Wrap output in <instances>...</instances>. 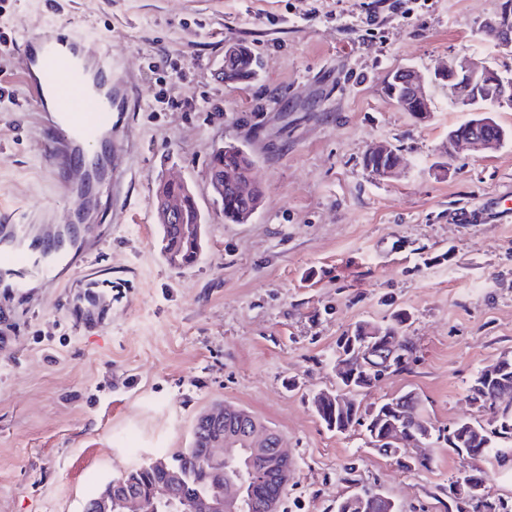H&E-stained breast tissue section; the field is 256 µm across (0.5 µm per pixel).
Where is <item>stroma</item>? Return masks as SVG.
Here are the masks:
<instances>
[{"instance_id":"1","label":"stroma","mask_w":512,"mask_h":512,"mask_svg":"<svg viewBox=\"0 0 512 512\" xmlns=\"http://www.w3.org/2000/svg\"><path fill=\"white\" fill-rule=\"evenodd\" d=\"M499 0H0V206L34 221L68 204L40 161V130L22 104V38L65 17L112 49L132 107L127 214L101 206L108 239L97 269L118 301L86 330L57 288L16 295L0 315V512H83L112 478L187 447L197 415L228 402L276 430L294 471L281 512H336L374 491L397 512H456L448 487L488 474L485 497L512 507V463L435 444L429 467L403 468L364 429H329L312 404L337 387L336 346L357 324L403 317L406 369L355 393L362 407L412 391L434 426L483 422L477 373L512 355V222L460 224L487 193L512 203V139L445 156L473 118L429 83L417 121L384 89L388 71L423 77L451 57L512 74V55L482 33ZM246 42L259 76L216 73L226 45ZM242 142L263 202L225 222L207 180L212 150ZM399 150V178L364 166L372 143ZM180 175L195 190L205 243L197 263L164 260L154 186Z\"/></svg>"}]
</instances>
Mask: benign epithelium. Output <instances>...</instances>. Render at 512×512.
<instances>
[{
  "instance_id": "7a95c632",
  "label": "benign epithelium",
  "mask_w": 512,
  "mask_h": 512,
  "mask_svg": "<svg viewBox=\"0 0 512 512\" xmlns=\"http://www.w3.org/2000/svg\"><path fill=\"white\" fill-rule=\"evenodd\" d=\"M483 28L493 34L499 50L512 54V0H500L499 9L483 22ZM432 81L448 86L456 104L462 107H475L492 101L501 108H512V75L506 76L495 67L486 64L475 66L468 58H451L434 72ZM387 94L402 109L410 112L420 121L425 122L431 117L429 96L424 91L421 76L411 67L398 69L397 77H388ZM512 132L506 131L491 119L476 120L451 133L448 140L449 155L459 150L482 152L501 146ZM366 156L376 160L391 157L388 166H376L370 169L378 179L398 177L403 171L401 157L395 156L391 145L375 143L366 151ZM209 184L214 186L215 193H220L224 186L233 188L238 197H250L253 186L250 173L238 169H226L223 176L208 174ZM180 187L178 193L171 192L172 186ZM157 193L160 199V210L170 219L181 212L183 200L195 196L191 185L182 179H165L159 181ZM397 337L391 330H377L362 337L356 348L339 350L336 357V379L349 383L342 392H325L323 402H332L333 413L346 410L355 412L358 403L349 397V393L359 391L352 386L357 372L363 371L367 365L363 362V353L368 350L387 348L390 357L398 366L406 364L407 356L396 350ZM512 370V358L504 356L487 369L488 379L495 383L497 399L506 403L512 400V382L504 377ZM234 411L242 416L247 412L220 406L205 413V420L211 425L210 455L213 459H222L226 465L233 466L234 472L241 476L248 475L254 480L256 459L266 461V474L277 478L281 470L292 463L286 451L281 448L278 436L265 429L262 424L252 422L245 432L224 431V414ZM393 448L406 457L418 459L430 456L431 448L427 438L417 436L405 429L397 420L390 424L379 436L373 437V446ZM182 481L175 476L169 480L156 483L150 493L143 494L124 482H109L104 491L85 505L87 512H112V503H117L121 512H157L164 508L168 512H242L244 488L237 485L230 477L225 483L218 484L214 489L184 498L180 487Z\"/></svg>"
}]
</instances>
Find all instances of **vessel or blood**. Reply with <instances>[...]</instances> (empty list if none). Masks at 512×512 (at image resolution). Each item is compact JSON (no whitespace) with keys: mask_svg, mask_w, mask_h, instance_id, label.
I'll return each instance as SVG.
<instances>
[{"mask_svg":"<svg viewBox=\"0 0 512 512\" xmlns=\"http://www.w3.org/2000/svg\"><path fill=\"white\" fill-rule=\"evenodd\" d=\"M27 67L21 76L25 100L43 131L42 161L67 200L74 206L64 224H29L25 219L0 223V293L23 287L39 276L49 287L81 291L75 322L95 323L97 312L112 302V286L96 278L94 260L102 235L89 234L98 223L102 201L125 212L120 193L122 174L112 155L91 164L81 156L88 143L112 133V112L128 89L112 78V49L101 38L86 35L76 25L52 24L27 36L21 46ZM512 218L496 196L485 197L479 208L456 215L461 224Z\"/></svg>","mask_w":512,"mask_h":512,"instance_id":"1","label":"vessel or blood"}]
</instances>
